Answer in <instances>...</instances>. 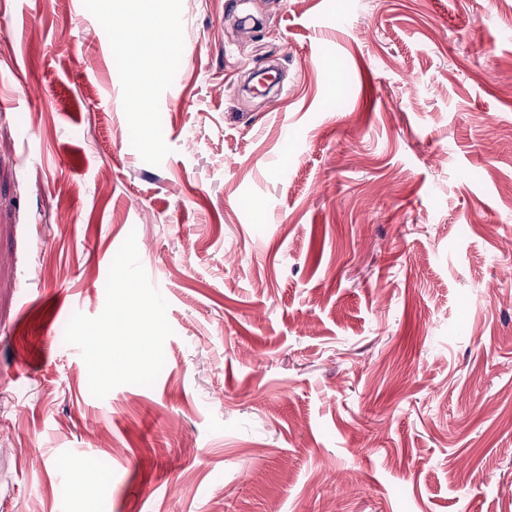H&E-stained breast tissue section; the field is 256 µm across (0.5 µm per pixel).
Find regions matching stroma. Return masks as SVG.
Masks as SVG:
<instances>
[{"label": "stroma", "instance_id": "35a3bbf8", "mask_svg": "<svg viewBox=\"0 0 512 512\" xmlns=\"http://www.w3.org/2000/svg\"><path fill=\"white\" fill-rule=\"evenodd\" d=\"M121 6L0 10V512H512V9ZM150 3L151 6L149 9L138 11L134 14V17L138 30L149 29L153 32V36L157 37L152 52L162 53L174 37V28L172 24L164 18V1L151 0Z\"/></svg>", "mask_w": 512, "mask_h": 512}]
</instances>
